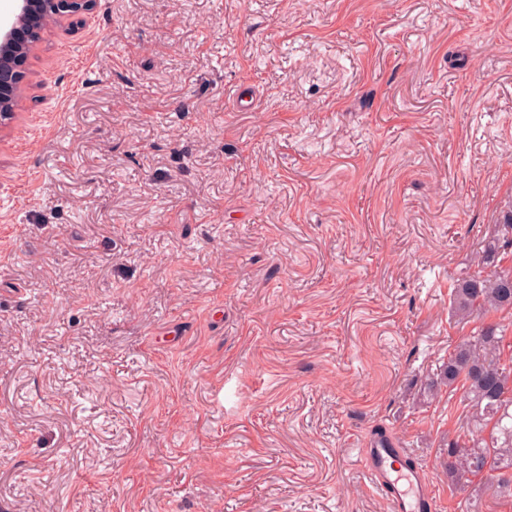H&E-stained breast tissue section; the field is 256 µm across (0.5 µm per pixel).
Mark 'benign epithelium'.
Instances as JSON below:
<instances>
[{"label":"benign epithelium","mask_w":512,"mask_h":512,"mask_svg":"<svg viewBox=\"0 0 512 512\" xmlns=\"http://www.w3.org/2000/svg\"><path fill=\"white\" fill-rule=\"evenodd\" d=\"M17 9L11 20L0 25V108L13 112L19 106L21 93L15 90L9 76L15 72L21 56L33 50L39 42L43 15L52 20L63 19L90 10L99 0H16Z\"/></svg>","instance_id":"benign-epithelium-1"}]
</instances>
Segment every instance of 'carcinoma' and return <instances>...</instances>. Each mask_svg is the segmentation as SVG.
Here are the masks:
<instances>
[{
  "label": "carcinoma",
  "instance_id": "1",
  "mask_svg": "<svg viewBox=\"0 0 512 512\" xmlns=\"http://www.w3.org/2000/svg\"><path fill=\"white\" fill-rule=\"evenodd\" d=\"M500 224L504 233L486 241L479 262L490 273L466 276L452 289L453 310L463 319L512 311V269L500 267V257L512 249V209ZM457 385L469 401L466 426L473 438L470 446L448 443V477L463 488L486 474L512 495V343L500 324L479 327L448 353L434 387Z\"/></svg>",
  "mask_w": 512,
  "mask_h": 512
}]
</instances>
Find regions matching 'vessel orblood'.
Listing matches in <instances>:
<instances>
[{"mask_svg": "<svg viewBox=\"0 0 512 512\" xmlns=\"http://www.w3.org/2000/svg\"><path fill=\"white\" fill-rule=\"evenodd\" d=\"M359 454L366 478L385 497L389 512H438L428 475L405 465L407 452L390 434L368 435Z\"/></svg>", "mask_w": 512, "mask_h": 512, "instance_id": "vessel-or-blood-1", "label": "vessel or blood"}]
</instances>
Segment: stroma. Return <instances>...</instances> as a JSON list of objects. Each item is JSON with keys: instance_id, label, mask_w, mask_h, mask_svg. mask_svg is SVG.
<instances>
[{"instance_id": "obj_1", "label": "stroma", "mask_w": 512, "mask_h": 512, "mask_svg": "<svg viewBox=\"0 0 512 512\" xmlns=\"http://www.w3.org/2000/svg\"><path fill=\"white\" fill-rule=\"evenodd\" d=\"M19 72L0 512H388L379 429L438 512H512L428 394L512 339L450 302L512 207V0H101Z\"/></svg>"}]
</instances>
